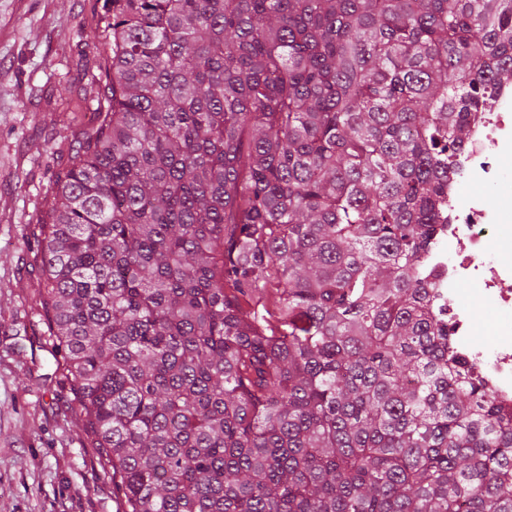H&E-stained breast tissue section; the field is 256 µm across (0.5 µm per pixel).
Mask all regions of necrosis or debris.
Masks as SVG:
<instances>
[{
  "label": "necrosis or debris",
  "mask_w": 512,
  "mask_h": 512,
  "mask_svg": "<svg viewBox=\"0 0 512 512\" xmlns=\"http://www.w3.org/2000/svg\"><path fill=\"white\" fill-rule=\"evenodd\" d=\"M473 134L453 160L448 182V221L438 225L429 264L438 285L437 303L446 308L455 350L476 367L495 391L503 415L512 416V346L471 338L470 311L458 295L463 281L477 283L493 302L499 331L512 335V209L500 202L512 194V177L498 165L512 152V88L497 91L492 108L473 113Z\"/></svg>",
  "instance_id": "necrosis-or-debris-1"
}]
</instances>
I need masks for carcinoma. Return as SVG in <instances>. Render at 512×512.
Segmentation results:
<instances>
[{
    "label": "carcinoma",
    "instance_id": "cac0c4a2",
    "mask_svg": "<svg viewBox=\"0 0 512 512\" xmlns=\"http://www.w3.org/2000/svg\"><path fill=\"white\" fill-rule=\"evenodd\" d=\"M42 309L128 512H512L426 265L512 0H109Z\"/></svg>",
    "mask_w": 512,
    "mask_h": 512
}]
</instances>
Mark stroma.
I'll return each instance as SVG.
<instances>
[{"instance_id": "1", "label": "stroma", "mask_w": 512, "mask_h": 512, "mask_svg": "<svg viewBox=\"0 0 512 512\" xmlns=\"http://www.w3.org/2000/svg\"><path fill=\"white\" fill-rule=\"evenodd\" d=\"M106 0H0V512H124L117 480L83 425L71 376L57 369L40 306L37 238L53 179L96 96L98 59L79 61L82 31L102 27ZM474 333L500 337L492 301L459 285Z\"/></svg>"}]
</instances>
